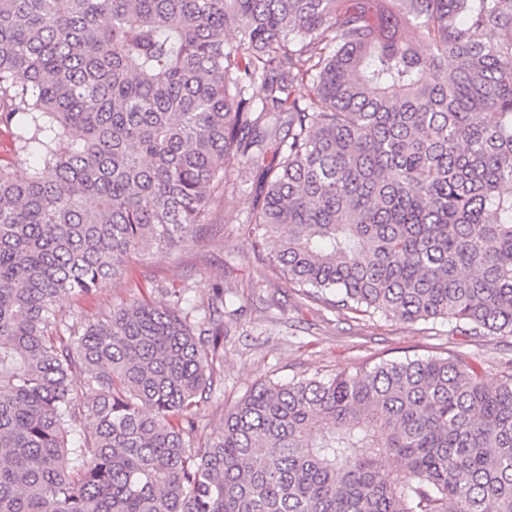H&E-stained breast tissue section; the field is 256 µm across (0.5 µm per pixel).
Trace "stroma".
<instances>
[{"label":"stroma","instance_id":"35a3bbf8","mask_svg":"<svg viewBox=\"0 0 512 512\" xmlns=\"http://www.w3.org/2000/svg\"><path fill=\"white\" fill-rule=\"evenodd\" d=\"M258 193L257 182L231 180L202 241L170 254H142L120 279L104 280L93 294L62 299L56 307L60 326H83L142 295L166 308L178 293L183 308L190 309L206 302L214 286H222L224 341L218 355L224 389L201 406L202 441L218 430L240 397L269 377L286 382L451 351L481 362L491 385L512 371V336H464L445 323L356 319L300 299L284 281L261 280L262 258L243 229Z\"/></svg>","mask_w":512,"mask_h":512}]
</instances>
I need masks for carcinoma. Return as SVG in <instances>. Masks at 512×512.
<instances>
[{"instance_id": "cac0c4a2", "label": "carcinoma", "mask_w": 512, "mask_h": 512, "mask_svg": "<svg viewBox=\"0 0 512 512\" xmlns=\"http://www.w3.org/2000/svg\"><path fill=\"white\" fill-rule=\"evenodd\" d=\"M0 125V512H512V372L268 379L202 442L222 288L56 325L231 169L305 297L512 336V0H0ZM0 165L9 167L15 174L25 176L35 165V156L16 151L11 131L0 127Z\"/></svg>"}]
</instances>
